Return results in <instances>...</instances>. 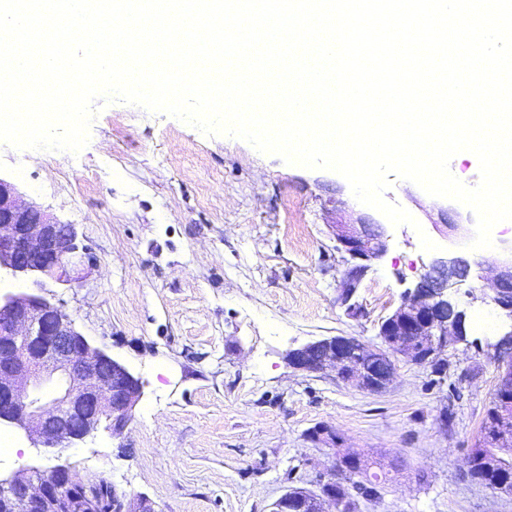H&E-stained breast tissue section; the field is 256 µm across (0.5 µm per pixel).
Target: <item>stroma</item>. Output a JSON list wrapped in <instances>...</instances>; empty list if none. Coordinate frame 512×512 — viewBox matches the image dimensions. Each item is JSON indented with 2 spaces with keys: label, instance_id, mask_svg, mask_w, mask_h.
I'll list each match as a JSON object with an SVG mask.
<instances>
[{
  "label": "stroma",
  "instance_id": "1",
  "mask_svg": "<svg viewBox=\"0 0 512 512\" xmlns=\"http://www.w3.org/2000/svg\"><path fill=\"white\" fill-rule=\"evenodd\" d=\"M0 176L74 225L98 261L73 288L1 275L0 294L41 291L142 382L120 435L44 451L8 428L18 449L0 459L1 476L66 464L157 512H270L289 489L318 490L336 456L355 451L385 479L355 512H512V496L463 476L498 382L488 346L512 330L477 298L480 265L512 242V221L494 229L493 248L466 252L477 267L450 295L467 336L445 351L444 373L401 360L390 387L370 393L331 370L294 371L285 356L328 336L379 344L381 321L435 253L452 250L434 197L414 182L393 179L384 194L414 222L389 226L353 317L337 300L343 261L330 226L363 205L336 171L113 102L79 153L0 144ZM319 424L335 428L336 447L308 439Z\"/></svg>",
  "mask_w": 512,
  "mask_h": 512
}]
</instances>
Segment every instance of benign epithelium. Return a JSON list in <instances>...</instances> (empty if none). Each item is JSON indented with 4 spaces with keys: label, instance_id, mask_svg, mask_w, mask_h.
<instances>
[{
    "label": "benign epithelium",
    "instance_id": "7a95c632",
    "mask_svg": "<svg viewBox=\"0 0 512 512\" xmlns=\"http://www.w3.org/2000/svg\"><path fill=\"white\" fill-rule=\"evenodd\" d=\"M441 223L467 235L470 215L450 205H438ZM336 251L345 255L340 300L352 299L371 264L388 248V230L368 213L350 223L331 225ZM82 254L72 224L53 220L39 206L24 202L14 184L0 177V273L18 277H48L72 286V275ZM490 287L481 300L512 320V246L502 249L488 265ZM470 260L451 253L432 260L429 271L405 291L400 306L381 323V346L371 347L354 336H330L288 351V365L316 373L326 367L339 380L365 391L385 390L401 356L415 364L434 363L451 341L466 336L465 312L448 296V288L466 280ZM491 359L499 380L512 383V330L491 345ZM142 394V383L129 369L93 346L75 326V320L47 299L29 293L0 295V423L23 430L34 447L68 448L98 431L117 433L130 421ZM308 438L336 446V430L318 425ZM357 455L336 458V474L319 491L293 488L272 505V512H288L293 502L303 512H325L324 504L341 506L336 488L361 468ZM7 512H102V497L77 479L67 464L37 474L22 466L0 480ZM118 512H155L152 502L127 500L112 488Z\"/></svg>",
    "mask_w": 512,
    "mask_h": 512
}]
</instances>
